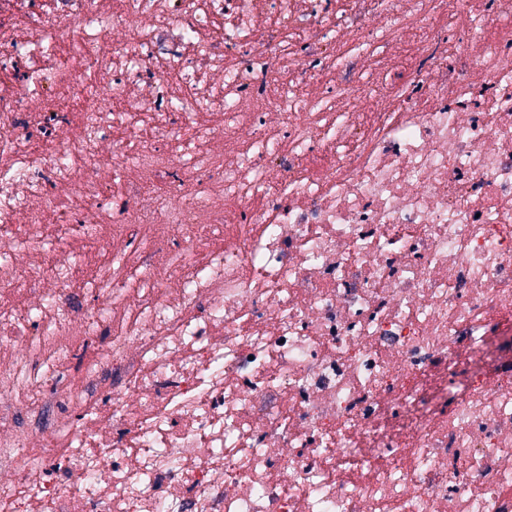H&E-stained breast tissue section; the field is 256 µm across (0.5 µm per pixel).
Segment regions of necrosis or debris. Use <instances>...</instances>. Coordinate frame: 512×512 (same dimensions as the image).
<instances>
[{"label": "necrosis or debris", "instance_id": "1", "mask_svg": "<svg viewBox=\"0 0 512 512\" xmlns=\"http://www.w3.org/2000/svg\"><path fill=\"white\" fill-rule=\"evenodd\" d=\"M0 512H512V0H0Z\"/></svg>", "mask_w": 512, "mask_h": 512}]
</instances>
